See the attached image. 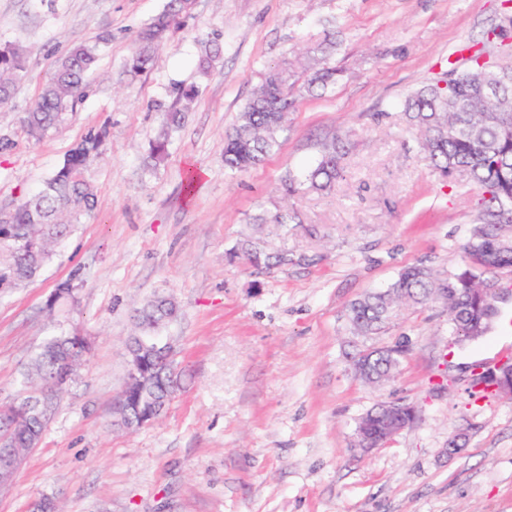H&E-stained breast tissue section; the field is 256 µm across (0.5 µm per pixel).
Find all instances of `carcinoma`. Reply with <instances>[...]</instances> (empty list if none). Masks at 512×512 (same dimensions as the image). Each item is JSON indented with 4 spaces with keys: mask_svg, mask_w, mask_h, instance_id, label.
<instances>
[{
    "mask_svg": "<svg viewBox=\"0 0 512 512\" xmlns=\"http://www.w3.org/2000/svg\"><path fill=\"white\" fill-rule=\"evenodd\" d=\"M193 0H169L166 8L146 23L136 35L133 72L145 70L156 51L165 44L180 19L188 16ZM111 36L79 43L55 62L52 73L28 112L21 118L26 134L35 140L58 127L84 97L86 75L97 67ZM485 41H512V15L485 34ZM335 43L329 42L321 56L312 57L309 72L298 83L288 67L270 69L239 113L238 120L224 135V169L243 172L262 163L278 149L288 112L295 99L288 89L300 86L311 92L326 89L336 82L338 70L330 65L329 54ZM481 52L470 58L465 70L450 69L451 77L439 83L425 84L402 102L408 128L415 132L432 167L442 176L467 173L480 192L479 210L465 246L466 265L449 275L453 287L464 293H476L489 274L481 250L499 234L502 210L512 213V82L503 83L494 92L488 84L502 72H512V62L479 63ZM25 71L24 52L19 47L0 49V107L13 97L16 82ZM103 138L91 131L81 145L65 157L62 165L36 193L19 198L6 214V227L0 229V281L14 285L36 277L54 247L80 219L95 207L96 195L83 178L85 152L98 151ZM349 142L338 137L324 145L320 159L304 179L288 178L284 192L298 194L302 188L330 192L344 172ZM242 257L255 268L288 264V254L269 253L259 241L250 238L228 253L229 260ZM443 279L424 265L405 268L390 287L370 293L350 303L346 318L354 336L379 334L403 304L425 305L439 302L446 306L448 320L458 336L465 335L468 316L453 313L454 307L438 293ZM173 299L159 297L149 301L137 315L140 334L129 343L126 397L118 409L126 426L150 421L149 414L165 408L179 388L173 356L156 345L153 333L177 316ZM88 350L78 336H55L34 357L25 387L33 394L18 403L0 406V482L11 480L19 460L39 441L47 418L35 406L41 395L58 394L71 377L78 357ZM363 378L368 384L381 385L396 372L403 352L398 346L374 349ZM380 443L389 438L387 419L368 413L363 418Z\"/></svg>",
    "mask_w": 512,
    "mask_h": 512,
    "instance_id": "1",
    "label": "carcinoma"
}]
</instances>
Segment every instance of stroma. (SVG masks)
Instances as JSON below:
<instances>
[{"label": "stroma", "mask_w": 512, "mask_h": 512, "mask_svg": "<svg viewBox=\"0 0 512 512\" xmlns=\"http://www.w3.org/2000/svg\"><path fill=\"white\" fill-rule=\"evenodd\" d=\"M166 0H0V46L26 52V71L0 109V209L37 192L90 131L106 136L85 169L98 203L56 245L37 276L0 290V402L38 348L61 335L90 345L37 446L0 486V512H32L56 498L63 512H512V399L467 393L484 356L512 360V335L457 343L440 304L402 307L375 336L351 335L346 309L423 264L446 276L463 266L478 212L467 176L442 178L404 129L400 104L418 85L462 66V47L503 18L502 0H196L151 65L129 63L139 28ZM110 34L99 68L66 121L41 140L20 117L55 60ZM218 57L198 63L203 39ZM331 40L340 69L326 94L300 97L280 147L229 175L224 133L262 74L301 70L307 49ZM186 106L150 159L162 117ZM348 137L345 173L328 194L285 201L281 185L312 168L322 146ZM199 170L193 195L185 176ZM293 204L302 226L274 224ZM294 263L256 271L227 252L252 235ZM315 226L308 235L306 226ZM75 301L48 307L57 286ZM175 298L161 329L179 389L155 420L118 422L134 315ZM404 345L392 379L373 386L349 352ZM405 400L417 421L361 452L359 421L376 404ZM466 432L462 453L448 439Z\"/></svg>", "instance_id": "stroma-1"}]
</instances>
